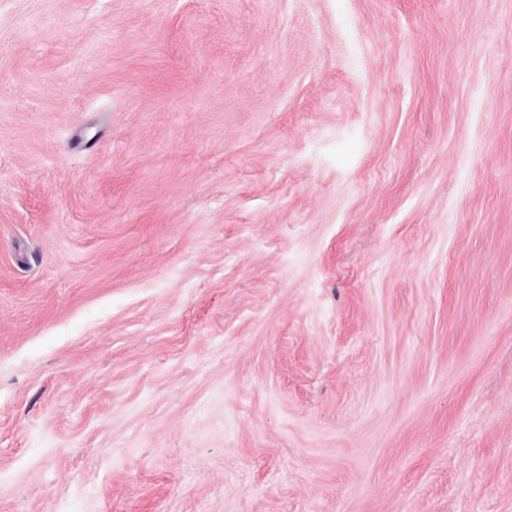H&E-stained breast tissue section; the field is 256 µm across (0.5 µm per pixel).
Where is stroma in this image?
Here are the masks:
<instances>
[{"mask_svg": "<svg viewBox=\"0 0 512 512\" xmlns=\"http://www.w3.org/2000/svg\"><path fill=\"white\" fill-rule=\"evenodd\" d=\"M0 512H512V0H0Z\"/></svg>", "mask_w": 512, "mask_h": 512, "instance_id": "35a3bbf8", "label": "stroma"}]
</instances>
